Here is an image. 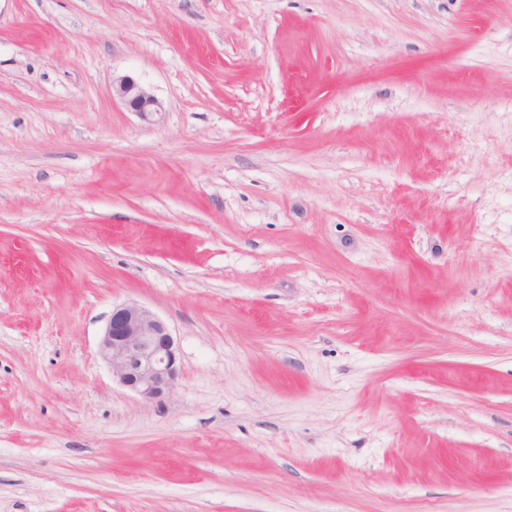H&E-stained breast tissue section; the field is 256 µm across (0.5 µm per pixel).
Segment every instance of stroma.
I'll return each mask as SVG.
<instances>
[{
	"label": "stroma",
	"instance_id": "35a3bbf8",
	"mask_svg": "<svg viewBox=\"0 0 512 512\" xmlns=\"http://www.w3.org/2000/svg\"><path fill=\"white\" fill-rule=\"evenodd\" d=\"M0 512H512V0H0ZM112 95L131 112H136L146 120L163 111L161 101L149 93L138 80L128 75L112 82ZM98 353L112 379L147 402L168 397L176 387V341L159 316L136 302L113 309Z\"/></svg>",
	"mask_w": 512,
	"mask_h": 512
}]
</instances>
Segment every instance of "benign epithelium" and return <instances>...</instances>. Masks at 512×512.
Instances as JSON below:
<instances>
[{
  "instance_id": "obj_1",
  "label": "benign epithelium",
  "mask_w": 512,
  "mask_h": 512,
  "mask_svg": "<svg viewBox=\"0 0 512 512\" xmlns=\"http://www.w3.org/2000/svg\"><path fill=\"white\" fill-rule=\"evenodd\" d=\"M112 95L146 120L163 111L161 101L128 75L112 82ZM98 353L112 378L147 402L169 396L176 387V341L159 316L136 302L113 309Z\"/></svg>"
}]
</instances>
